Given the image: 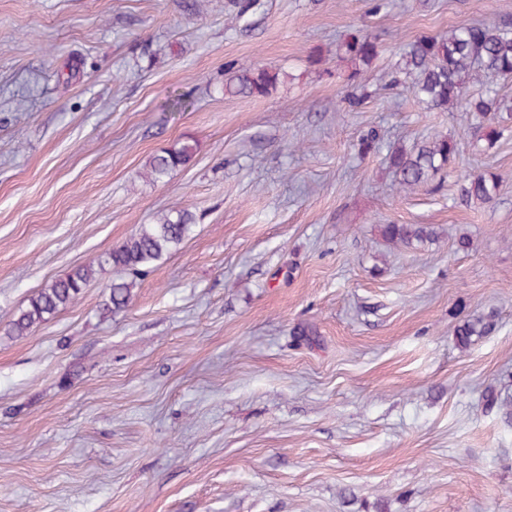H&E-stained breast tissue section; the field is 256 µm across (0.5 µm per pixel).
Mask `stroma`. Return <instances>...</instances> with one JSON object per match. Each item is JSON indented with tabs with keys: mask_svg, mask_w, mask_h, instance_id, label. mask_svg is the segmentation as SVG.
<instances>
[{
	"mask_svg": "<svg viewBox=\"0 0 512 512\" xmlns=\"http://www.w3.org/2000/svg\"><path fill=\"white\" fill-rule=\"evenodd\" d=\"M194 2L0 0V512H512V424L482 398L512 397V119L490 145L389 85L401 46L510 24L512 0H252L234 23L233 0ZM354 34L381 48L357 74ZM255 62L276 89L225 95ZM437 132L451 167L396 192L389 146ZM487 170L494 199L463 202ZM171 208L193 230L125 309L106 265L6 335ZM390 223L441 238L393 250ZM194 153L195 147L189 143L163 150L153 155L146 163L145 176L153 181H160L179 167L188 164ZM492 313L462 321L456 329L457 344L461 349L469 348L475 339L488 335L493 328Z\"/></svg>",
	"mask_w": 512,
	"mask_h": 512,
	"instance_id": "1",
	"label": "stroma"
}]
</instances>
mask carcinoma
I'll return each mask as SVG.
<instances>
[{"label":"carcinoma","instance_id":"cac0c4a2","mask_svg":"<svg viewBox=\"0 0 512 512\" xmlns=\"http://www.w3.org/2000/svg\"><path fill=\"white\" fill-rule=\"evenodd\" d=\"M352 61L369 65L378 55L377 44L367 35L355 34L345 44ZM234 75L224 85V92L236 96H263L279 82V72L263 65L232 67ZM398 72L404 75L408 89L428 108L476 112L481 117L512 111V101L490 91L477 99L467 95V84L483 72L512 75V30L499 24H472L453 29L440 37H420L409 43L402 54ZM458 151L455 139L437 134L407 149L391 147L386 155L389 167L398 177L403 191H410L434 181L451 165ZM195 147L183 143L153 155L146 163L145 176L160 181L176 169L188 164ZM498 186L497 176L479 172L470 176L461 188L466 202L489 203ZM194 224V216L186 209L161 215L153 224H143L129 239L112 250L105 261L90 262L75 268L64 278L54 281L31 296L26 308L8 322V334L22 337L33 326L45 321L74 303L94 280L96 267L102 263L132 276L128 281H112L106 310L116 312L127 307L135 279L145 275L171 249L180 245ZM380 235L394 246L419 247L433 244L439 233L430 224H381ZM493 328V314L488 313L462 321L456 329L457 344L469 348L475 339L488 335ZM486 404L497 409L505 421L512 423V404L489 390Z\"/></svg>","mask_w":512,"mask_h":512}]
</instances>
